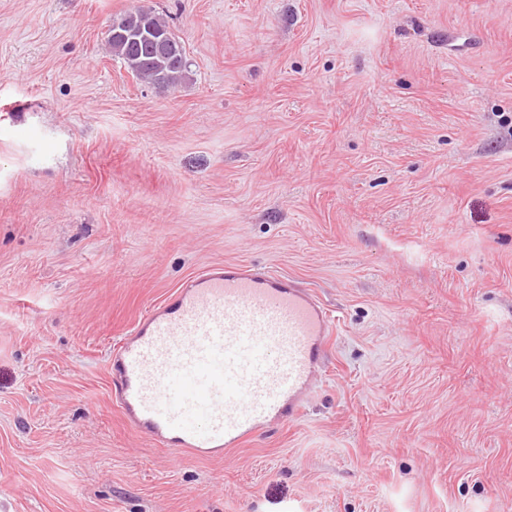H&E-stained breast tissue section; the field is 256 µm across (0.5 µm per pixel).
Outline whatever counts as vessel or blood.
Here are the masks:
<instances>
[{
    "mask_svg": "<svg viewBox=\"0 0 512 512\" xmlns=\"http://www.w3.org/2000/svg\"><path fill=\"white\" fill-rule=\"evenodd\" d=\"M334 322L314 290L235 263L184 279L110 359L113 398L138 432L218 455L298 418Z\"/></svg>",
    "mask_w": 512,
    "mask_h": 512,
    "instance_id": "b4317fda",
    "label": "vessel or blood"
}]
</instances>
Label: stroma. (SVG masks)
I'll return each mask as SVG.
<instances>
[{
    "instance_id": "1",
    "label": "stroma",
    "mask_w": 512,
    "mask_h": 512,
    "mask_svg": "<svg viewBox=\"0 0 512 512\" xmlns=\"http://www.w3.org/2000/svg\"><path fill=\"white\" fill-rule=\"evenodd\" d=\"M147 4L177 88L107 46ZM232 262L337 318L302 415L135 432L128 330ZM512 512V0H0V512Z\"/></svg>"
}]
</instances>
